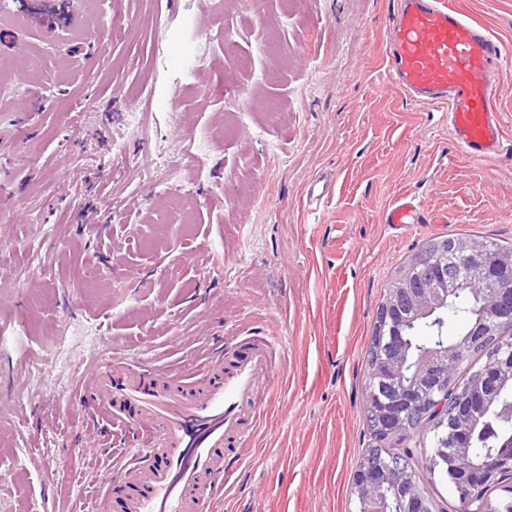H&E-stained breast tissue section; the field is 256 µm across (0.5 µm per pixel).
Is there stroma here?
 I'll use <instances>...</instances> for the list:
<instances>
[{
	"instance_id": "1",
	"label": "stroma",
	"mask_w": 512,
	"mask_h": 512,
	"mask_svg": "<svg viewBox=\"0 0 512 512\" xmlns=\"http://www.w3.org/2000/svg\"><path fill=\"white\" fill-rule=\"evenodd\" d=\"M452 3L505 45L485 161L388 82L394 0H0V512L97 486V354L191 388L257 333L273 378L210 512H357L387 284L434 238L512 244V0ZM403 194L445 222L383 224Z\"/></svg>"
}]
</instances>
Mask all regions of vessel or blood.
<instances>
[{
	"label": "vessel or blood",
	"mask_w": 512,
	"mask_h": 512,
	"mask_svg": "<svg viewBox=\"0 0 512 512\" xmlns=\"http://www.w3.org/2000/svg\"><path fill=\"white\" fill-rule=\"evenodd\" d=\"M501 41L449 0H396L386 34L388 80L413 101L444 109L466 156H497L504 139L499 104ZM401 229L420 221L415 198L402 195L383 213ZM272 368L264 342L216 349L200 388L157 375L146 381L129 359L109 355L85 379L96 411L133 433L146 432L147 464L125 470L136 491L124 512H206L224 479L231 447L256 427L260 382Z\"/></svg>",
	"instance_id": "b4317fda"
}]
</instances>
